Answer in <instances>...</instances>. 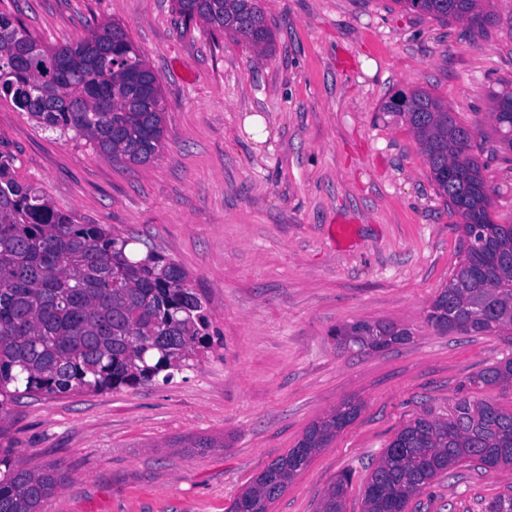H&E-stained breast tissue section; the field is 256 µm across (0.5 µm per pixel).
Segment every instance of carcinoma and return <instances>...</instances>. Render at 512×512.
<instances>
[{
    "label": "carcinoma",
    "mask_w": 512,
    "mask_h": 512,
    "mask_svg": "<svg viewBox=\"0 0 512 512\" xmlns=\"http://www.w3.org/2000/svg\"><path fill=\"white\" fill-rule=\"evenodd\" d=\"M442 23L484 32L494 15L483 0H400ZM186 24L244 41L259 53L274 42L260 0H174ZM490 91L497 146L512 152V81ZM8 98L44 130L83 139L101 157L126 165L150 162L163 148L160 83L127 31L94 25L78 41L46 46L10 13L0 12V98ZM383 111L415 132L440 194L461 219L459 262L430 306L427 322L441 332L490 334L512 341V224L494 222L491 197L474 152L473 131L425 90L411 93L409 111ZM458 176L448 181V167ZM132 240L104 224H80L47 196L18 181L15 157L0 150V440L9 407L24 396H65L136 387L175 373L210 349L211 313L188 273L148 246L133 257ZM354 346L382 349L412 332L387 322L336 328ZM482 388L512 387V359L473 375ZM359 406L345 402L313 423L292 448L270 462L245 493L268 512L297 473L352 424ZM512 469V409L464 395L448 418L426 413L384 448L363 493L364 512H407L411 499L462 463ZM352 475L343 473L321 512H343ZM56 465L20 467L0 456V512H45L70 487Z\"/></svg>",
    "instance_id": "carcinoma-1"
}]
</instances>
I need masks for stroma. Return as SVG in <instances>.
I'll list each match as a JSON object with an SVG mask.
<instances>
[{"mask_svg":"<svg viewBox=\"0 0 512 512\" xmlns=\"http://www.w3.org/2000/svg\"><path fill=\"white\" fill-rule=\"evenodd\" d=\"M480 35L400 0H261L275 36L242 42L182 24L172 0H0L48 45L114 21L156 73L166 135L155 160L126 166L44 131L0 99V149L20 182L82 224L152 244L207 301L214 345L176 373L130 389L11 406L6 444L24 466L54 463L74 484L47 512H230L265 467L346 401L357 419L320 449L269 512H318L352 475L345 512H363L373 465L424 411L464 395L512 408V389L469 379L512 357L488 334L442 333L427 311L455 269L458 214L439 193L411 128L385 114L423 88L492 141L489 94L512 80V0H492ZM266 120L263 141L244 128ZM496 223L512 222V162L484 153ZM359 320L410 329L382 350H341ZM199 436L213 448L191 447ZM512 495V470L455 468L409 512H485Z\"/></svg>","mask_w":512,"mask_h":512,"instance_id":"1","label":"stroma"}]
</instances>
